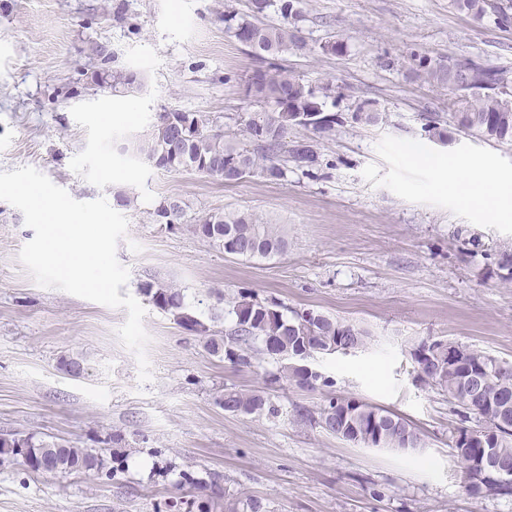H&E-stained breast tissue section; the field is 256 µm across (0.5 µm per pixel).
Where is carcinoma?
<instances>
[{"label":"carcinoma","mask_w":512,"mask_h":512,"mask_svg":"<svg viewBox=\"0 0 512 512\" xmlns=\"http://www.w3.org/2000/svg\"><path fill=\"white\" fill-rule=\"evenodd\" d=\"M462 13L481 18L490 14L498 25L512 23L508 7L496 6L490 0H452ZM270 0L251 4L252 19L237 21L235 36L251 42L250 48L266 66L254 70L247 84L248 97L260 109L241 116L242 136H226L209 125L200 112L169 109L159 115L152 129L127 141L124 150L136 158L153 162L165 170H190L224 179V169L241 165L246 175H259L269 181L287 177L288 168L312 174L323 166V159L311 141H287L288 129L300 125L322 134L331 131L341 117L323 111L316 90L300 76L274 63L288 51H301L305 43L286 25L267 24L260 14ZM104 67L93 72V83L114 90L132 91L141 86L139 72L128 67H112L114 55L104 44L92 48ZM409 71L437 85L457 92L448 116L462 131L498 142H512V99L503 88L512 86V71L487 67L471 60L433 59L425 54H412ZM183 215L176 200H162L153 211L154 221L168 229L175 228ZM195 232L227 254L244 258H267L281 254L288 245L285 233L277 224H264L253 215L240 212L208 214L198 219ZM142 293L156 308L171 314L178 323L206 338V348L214 355L222 354L233 364L251 363L252 355L242 343L256 340L259 354L280 364L273 380H286L300 388L313 390L329 381L320 373H307L295 367V354L308 348L314 354L346 353L342 340L350 338V349L366 344L367 330L351 322L312 310H299L286 316L275 301H259L243 294L234 303L235 328L219 342L209 336L210 327L185 305L180 289L145 283ZM429 356H420L424 343L410 350L421 382L448 397L457 407L462 420L474 417L479 422L475 437L467 443L451 442L453 455L467 469L466 491L479 497H512V484L498 479V469L512 471V363L499 361L491 354L464 348V354L448 362V351L458 350L448 339L432 341ZM224 411L244 414L267 413L278 409L264 390L226 388L216 398ZM328 434L364 447L405 450L422 447V438L400 415L355 398L329 396L318 416L305 415ZM490 454L498 469L480 468L484 454ZM0 456L20 457L31 469L45 467L50 472L72 474L101 471L106 463L102 456L71 448L57 440L33 441L31 437H0Z\"/></svg>","instance_id":"1"}]
</instances>
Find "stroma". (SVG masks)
<instances>
[{"instance_id": "obj_1", "label": "stroma", "mask_w": 512, "mask_h": 512, "mask_svg": "<svg viewBox=\"0 0 512 512\" xmlns=\"http://www.w3.org/2000/svg\"><path fill=\"white\" fill-rule=\"evenodd\" d=\"M249 15V0H0V171L30 166L78 201L124 193L128 230L117 247L125 290L180 288L215 336L234 327L241 294L311 309L367 328V344L316 355L328 385L313 391L271 383L278 369L257 355L235 365L168 313L145 303L151 378L138 379L135 353L118 335L127 311L40 287L19 259L34 232L0 201V434L60 439L120 460L117 470L61 475L22 459L0 462V512H174L185 477L217 474L213 512L248 497L271 512H512V498L468 495L449 446L460 418L446 396L416 379L409 351L429 337L512 362V281L495 264L512 246V222L483 218L437 186L435 174L403 148L459 165L479 164L512 181V142L449 126L441 146L424 131L447 117L450 90L409 77V55L468 59L512 69V25L456 11L450 0H294L267 23H287L306 43L282 55L313 88L330 87L324 110L343 123L318 138L329 166L282 181L233 183L192 171H164L120 150L164 110L219 118L225 133L255 109L246 81L260 67L224 21ZM347 50L325 52L330 40ZM111 45L118 65L142 86L115 92L91 80L93 43ZM375 101L382 119L351 115ZM165 199L186 214L176 230L155 223ZM238 211L288 235L284 253L245 259L198 236L209 213ZM84 367L72 377L64 357ZM262 389L277 417L234 415L217 405L224 388ZM356 398L411 420L425 446H355L305 420L327 396ZM122 443H113L114 434Z\"/></svg>"}]
</instances>
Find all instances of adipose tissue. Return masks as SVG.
Segmentation results:
<instances>
[{"label": "adipose tissue", "instance_id": "obj_1", "mask_svg": "<svg viewBox=\"0 0 512 512\" xmlns=\"http://www.w3.org/2000/svg\"><path fill=\"white\" fill-rule=\"evenodd\" d=\"M404 151L414 162L431 168L439 186L461 205L477 207L493 220L512 214V182L476 166L447 170L443 160L427 156L413 145L405 146Z\"/></svg>", "mask_w": 512, "mask_h": 512}]
</instances>
